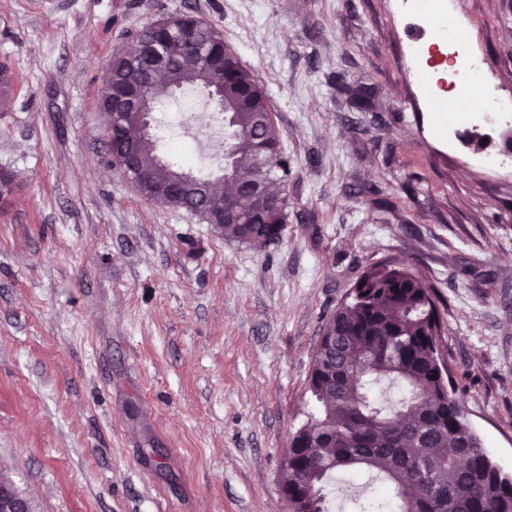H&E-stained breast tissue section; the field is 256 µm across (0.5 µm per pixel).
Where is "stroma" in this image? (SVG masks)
<instances>
[{
  "mask_svg": "<svg viewBox=\"0 0 512 512\" xmlns=\"http://www.w3.org/2000/svg\"><path fill=\"white\" fill-rule=\"evenodd\" d=\"M512 90V0H449ZM196 15L264 87L292 161L281 239H225L110 168L99 97L145 24ZM431 22L394 0H0V471L37 512H288L282 462L315 412L313 358L365 268L411 267L473 431L512 474V155L501 128L438 137L405 62ZM376 91L355 112L345 85ZM160 154L220 174L203 94L154 114ZM485 142L477 147L474 135ZM375 480L336 471L332 512Z\"/></svg>",
  "mask_w": 512,
  "mask_h": 512,
  "instance_id": "35a3bbf8",
  "label": "stroma"
}]
</instances>
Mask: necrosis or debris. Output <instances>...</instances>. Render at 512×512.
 <instances>
[{
  "label": "necrosis or debris",
  "mask_w": 512,
  "mask_h": 512,
  "mask_svg": "<svg viewBox=\"0 0 512 512\" xmlns=\"http://www.w3.org/2000/svg\"><path fill=\"white\" fill-rule=\"evenodd\" d=\"M417 17L434 21L438 47L445 52L447 68L430 65L429 44L415 40L408 45V55L418 67V73L435 112L448 113L457 129H468L477 122L512 125V96L489 90L483 100L470 104L463 96L464 90L482 81L483 67L480 61L467 52L469 34L462 22L448 14L441 0H403Z\"/></svg>",
  "instance_id": "1"
}]
</instances>
